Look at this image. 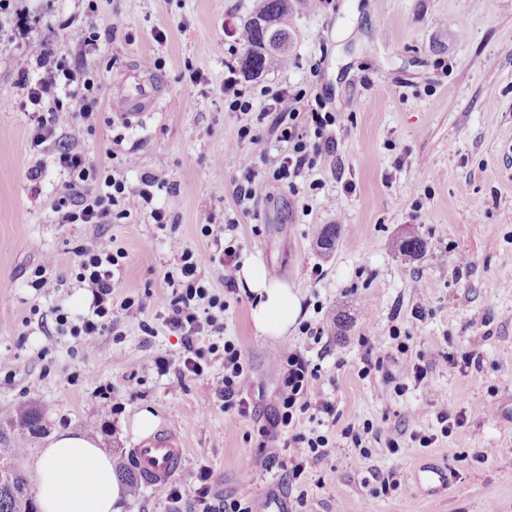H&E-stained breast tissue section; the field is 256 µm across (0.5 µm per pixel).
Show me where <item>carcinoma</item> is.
Masks as SVG:
<instances>
[{"instance_id":"cac0c4a2","label":"carcinoma","mask_w":512,"mask_h":512,"mask_svg":"<svg viewBox=\"0 0 512 512\" xmlns=\"http://www.w3.org/2000/svg\"><path fill=\"white\" fill-rule=\"evenodd\" d=\"M258 14L272 22L279 42L268 45L265 30L251 20L239 27L245 34V55L241 57L240 70L247 75L283 68L290 59L288 40L293 18L288 0H262ZM13 422L20 432L17 439H8L0 432V512H35L28 484L12 467L11 460L23 452L25 434L34 435L42 430V417L33 408L20 406Z\"/></svg>"}]
</instances>
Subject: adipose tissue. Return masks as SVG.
Segmentation results:
<instances>
[{"label": "adipose tissue", "instance_id": "ef3b65f1", "mask_svg": "<svg viewBox=\"0 0 512 512\" xmlns=\"http://www.w3.org/2000/svg\"><path fill=\"white\" fill-rule=\"evenodd\" d=\"M239 283L254 298L251 319L262 336L280 338L302 313L301 302L284 283L269 279L259 258L244 259ZM40 512H122L124 489L112 458L86 434L61 431L51 438L34 467Z\"/></svg>", "mask_w": 512, "mask_h": 512}]
</instances>
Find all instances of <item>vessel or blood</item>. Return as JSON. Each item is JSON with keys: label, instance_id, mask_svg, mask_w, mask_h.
Listing matches in <instances>:
<instances>
[{"label": "vessel or blood", "instance_id": "b4317fda", "mask_svg": "<svg viewBox=\"0 0 512 512\" xmlns=\"http://www.w3.org/2000/svg\"><path fill=\"white\" fill-rule=\"evenodd\" d=\"M134 457L144 483L158 488L175 475L186 455L179 437L164 432L141 440L134 450Z\"/></svg>", "mask_w": 512, "mask_h": 512}]
</instances>
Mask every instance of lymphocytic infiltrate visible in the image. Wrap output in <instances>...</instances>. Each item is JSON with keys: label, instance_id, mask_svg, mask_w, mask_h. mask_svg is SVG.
Listing matches in <instances>:
<instances>
[{"label": "lymphocytic infiltrate", "instance_id": "obj_1", "mask_svg": "<svg viewBox=\"0 0 512 512\" xmlns=\"http://www.w3.org/2000/svg\"><path fill=\"white\" fill-rule=\"evenodd\" d=\"M6 31L5 43L19 59L17 85L23 94L22 107L34 127L31 145L39 153H51L55 165L65 175L66 193L55 203L66 224H108L113 217L135 219L148 215L151 223H169V213L154 206V191L166 187V179L154 173L140 177L139 185L128 182L127 175L138 167L134 155H127L118 164L101 166L73 144L64 142V133L76 124L95 122L98 114L99 85L80 59H70L58 53L53 26L42 25L40 17L17 0H0V31ZM298 94L281 89L271 94L261 111H254L238 78L224 80V104L236 112L240 122L239 141L252 144L262 140L264 122H271L287 150L263 155L264 164L274 181L287 183L296 189L298 179L312 170L317 159L329 156L336 146L329 129L336 124V115L309 107L305 125H298L296 105ZM179 252V288L161 302L162 324L181 338L179 351L168 354L160 362L163 373L171 374V391L182 389L186 378L202 376L205 352H223L224 375L213 390L225 410L245 416L250 402L245 395L248 372L241 353L232 342L210 344L201 348V337H217L224 333V323L215 313L220 301L201 282L198 255L173 243ZM79 281L91 296V313L80 324L69 322L66 313L56 316L59 333H70L77 346L93 345L112 320V269L119 263V253L111 245L96 243L79 253ZM281 390L274 408V425H293L299 415L315 411L333 414L334 405L326 400L310 401L309 388L318 376V365L300 350L280 346ZM331 453L329 439L323 434H297L288 441L286 452H271L269 468L280 471L282 478L299 476L307 465L327 458ZM210 474L202 469L187 474L186 482L195 484L194 512H254L249 490H242L234 499L215 496L209 484Z\"/></svg>", "mask_w": 512, "mask_h": 512}]
</instances>
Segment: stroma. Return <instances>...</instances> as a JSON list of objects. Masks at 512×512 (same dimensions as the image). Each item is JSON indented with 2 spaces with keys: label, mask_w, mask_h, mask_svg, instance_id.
I'll list each match as a JSON object with an SVG mask.
<instances>
[{
  "label": "stroma",
  "mask_w": 512,
  "mask_h": 512,
  "mask_svg": "<svg viewBox=\"0 0 512 512\" xmlns=\"http://www.w3.org/2000/svg\"><path fill=\"white\" fill-rule=\"evenodd\" d=\"M49 22L84 18L99 24L113 12L125 32L100 39L87 53L100 83L95 132L79 127L68 140L96 163L132 153L140 172L165 175L155 202L174 218L158 228L147 217L109 224H65L53 209L64 178L50 154L30 148L32 126L11 50L0 47V419L27 404L42 412L44 428L28 436L15 461L31 476L35 459L62 430L98 437L128 470L140 439L137 415L151 411L158 430L178 433L186 450L183 472L209 469L213 494L231 500L249 485L258 512H512V0H291L294 28L288 69L243 79L254 108L280 89L320 100L337 117L335 155L306 175L299 193L263 176L261 150H276L273 134L261 145L238 143L239 122L224 105V79L243 54L232 33L260 0H23ZM166 41H156V31ZM158 59L145 70L144 58ZM201 82H193L194 74ZM144 85L156 106L136 104V118L112 127L119 100ZM43 163L39 186L27 172ZM256 172L248 215L233 232L243 253L260 256L270 277L288 284L302 313L284 340L257 335L247 289L229 292L215 264L201 267L203 284L225 304L224 337L249 371L251 414L224 411L211 390L224 372L221 355L209 369L168 388L158 360L181 347L156 318L170 294L178 241L209 255L223 242L205 232L237 213L235 183ZM335 206H328V199ZM337 224L332 249L318 246ZM414 234L422 252L405 256L398 240ZM111 240L125 256L114 271L112 298L147 304L143 323L114 314L96 345L73 349L55 330L57 312L79 322L90 298L81 289L79 248ZM55 267L46 288H31L45 255ZM420 289H412V279ZM320 329L314 341L304 328ZM385 341L381 369L362 372L363 339ZM285 343L320 367L312 399L333 402L324 421L308 415L290 427H271L280 392ZM479 345V364L450 361L449 353ZM428 371L415 388L407 364ZM421 421H412L411 410ZM462 418L439 436L436 415ZM437 434L428 448L413 431ZM328 435L331 455L289 482L267 469L269 452L295 434ZM363 436L360 457L351 436ZM402 442L390 454L388 438ZM362 447V448H363ZM483 462H475L474 453ZM433 463L448 472V489L429 495L410 483ZM398 470L402 489L379 493V476ZM171 504L160 490L127 491L123 512H190L195 488L181 487Z\"/></svg>",
  "instance_id": "35a3bbf8"
}]
</instances>
